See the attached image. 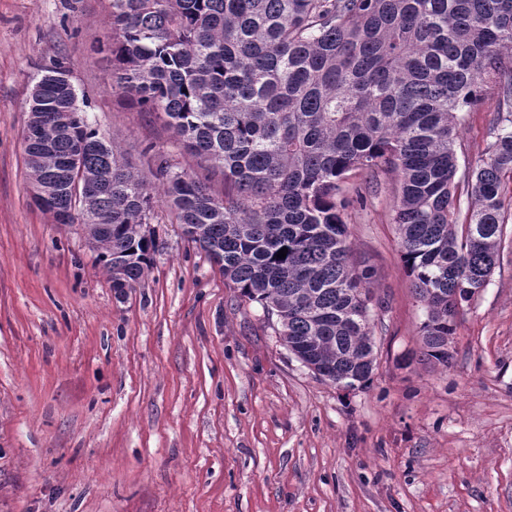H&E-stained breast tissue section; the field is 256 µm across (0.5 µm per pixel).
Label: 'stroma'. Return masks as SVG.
Wrapping results in <instances>:
<instances>
[{
  "mask_svg": "<svg viewBox=\"0 0 512 512\" xmlns=\"http://www.w3.org/2000/svg\"><path fill=\"white\" fill-rule=\"evenodd\" d=\"M111 0H0V512H512V244L461 311L449 366L400 256L396 173L343 185L352 256L373 271L376 366L344 388L284 345L163 204L143 280L118 299L81 223L31 202L30 90L65 62L87 116L137 168L147 145L223 192L156 114L112 89ZM457 143L480 164L483 82Z\"/></svg>",
  "mask_w": 512,
  "mask_h": 512,
  "instance_id": "1",
  "label": "stroma"
}]
</instances>
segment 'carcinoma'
<instances>
[{"label":"carcinoma","mask_w":512,"mask_h":512,"mask_svg":"<svg viewBox=\"0 0 512 512\" xmlns=\"http://www.w3.org/2000/svg\"><path fill=\"white\" fill-rule=\"evenodd\" d=\"M113 89L166 116L192 155L224 177L223 195L148 148L150 177L85 116L64 62L30 92L24 139L32 192L74 210L99 239L110 280L133 288L158 249L152 184L188 242L240 296L277 317L282 344L334 384L374 370L367 288L351 259L341 183L395 172L401 258L427 315L425 355L448 365L460 310L485 288L504 248L512 196V0H112ZM498 79L493 141L455 177L465 113ZM100 190L77 198L70 184ZM287 248L286 257H277Z\"/></svg>","instance_id":"obj_1"}]
</instances>
